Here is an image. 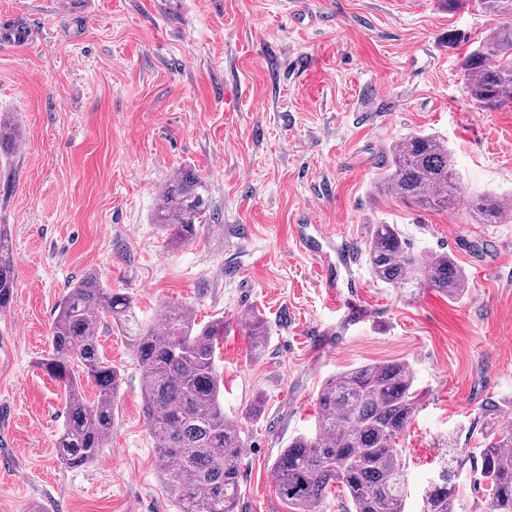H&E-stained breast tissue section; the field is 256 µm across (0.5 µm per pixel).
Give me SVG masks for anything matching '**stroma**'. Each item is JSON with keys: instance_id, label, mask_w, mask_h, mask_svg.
Segmentation results:
<instances>
[{"instance_id": "obj_1", "label": "stroma", "mask_w": 512, "mask_h": 512, "mask_svg": "<svg viewBox=\"0 0 512 512\" xmlns=\"http://www.w3.org/2000/svg\"><path fill=\"white\" fill-rule=\"evenodd\" d=\"M497 22L474 0H0V112L23 132L0 185L17 278L0 311V512H176L119 333L101 338L123 375L112 436L90 465L57 457L64 390L38 361L91 269L143 322L166 304L224 318V413L248 438L237 512H291L271 467L313 430L325 379L408 361L420 409L398 449L419 512L439 442L473 452L489 401L512 419V223L413 209L376 184L425 132L447 141L465 194L512 195V108H477L460 70ZM185 168L207 182L211 217L172 250L151 213ZM311 222L332 233L328 260H352L335 287L299 244ZM384 222L414 251L452 253L467 295L373 283L364 248ZM252 311L272 329L258 356Z\"/></svg>"}]
</instances>
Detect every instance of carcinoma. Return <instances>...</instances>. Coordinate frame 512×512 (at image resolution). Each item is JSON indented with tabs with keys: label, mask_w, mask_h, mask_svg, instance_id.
Returning <instances> with one entry per match:
<instances>
[{
	"label": "carcinoma",
	"mask_w": 512,
	"mask_h": 512,
	"mask_svg": "<svg viewBox=\"0 0 512 512\" xmlns=\"http://www.w3.org/2000/svg\"><path fill=\"white\" fill-rule=\"evenodd\" d=\"M501 18L461 61L466 94L478 108L512 106V0H476ZM14 120L0 114V152L16 145ZM377 188L407 206L450 211L463 205L477 224H504L512 205L497 193L461 197L453 155L429 133H415L395 148ZM210 219L206 181L176 172L164 186L151 221L167 246L192 241ZM373 280L400 293L432 290L458 300L470 288L465 270L447 252L420 256L396 224H376L365 245ZM16 288L15 260L7 225L0 224V310ZM117 328L141 368L146 425L156 442L158 467L177 512H236L245 432L224 415V379L215 360L224 319L205 324L186 305H164L159 324L139 320L132 296L106 287L86 272L59 305L51 354L39 366L64 384L65 424L56 448L70 468L98 460L112 436L121 370L101 352L100 336ZM245 328L256 355L264 350L268 321L252 312ZM97 391L90 398L81 379ZM314 432L294 437L272 467L279 498L293 512H323L331 488L342 486V512H405L408 486L398 442L419 408L412 367L404 362L365 364L326 379L317 395ZM495 405H484L479 483L486 485V512H512V424L499 423ZM437 477L421 497L420 512H458L455 482L464 459L441 457Z\"/></svg>",
	"instance_id": "cac0c4a2"
}]
</instances>
